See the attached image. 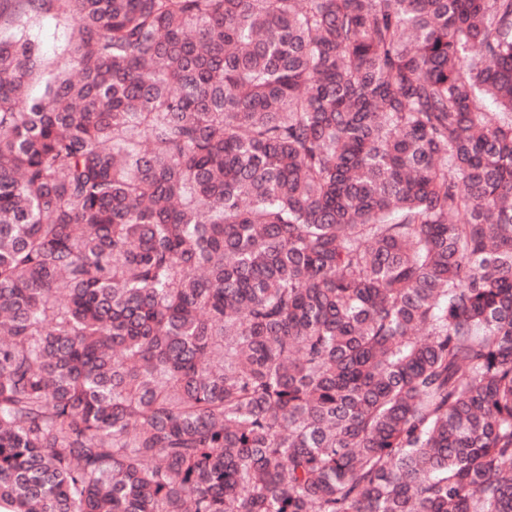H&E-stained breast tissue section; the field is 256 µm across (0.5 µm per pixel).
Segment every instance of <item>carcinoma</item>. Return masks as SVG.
Masks as SVG:
<instances>
[{"label":"carcinoma","mask_w":512,"mask_h":512,"mask_svg":"<svg viewBox=\"0 0 512 512\" xmlns=\"http://www.w3.org/2000/svg\"><path fill=\"white\" fill-rule=\"evenodd\" d=\"M0 508L512 512V0H0ZM72 22L63 17L47 14L39 17L35 33L42 41L43 51L49 61L58 68L68 69L69 57L63 56L62 50L70 37Z\"/></svg>","instance_id":"carcinoma-1"}]
</instances>
